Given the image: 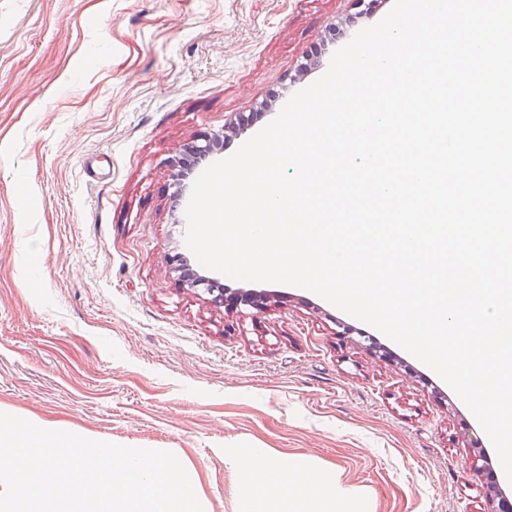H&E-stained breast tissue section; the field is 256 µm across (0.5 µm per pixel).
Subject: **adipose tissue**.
Instances as JSON below:
<instances>
[{"label": "adipose tissue", "mask_w": 512, "mask_h": 512, "mask_svg": "<svg viewBox=\"0 0 512 512\" xmlns=\"http://www.w3.org/2000/svg\"><path fill=\"white\" fill-rule=\"evenodd\" d=\"M224 458L239 470L244 512H351L350 491L335 476L234 448Z\"/></svg>", "instance_id": "1"}]
</instances>
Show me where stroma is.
<instances>
[{"instance_id": "1", "label": "stroma", "mask_w": 512, "mask_h": 512, "mask_svg": "<svg viewBox=\"0 0 512 512\" xmlns=\"http://www.w3.org/2000/svg\"><path fill=\"white\" fill-rule=\"evenodd\" d=\"M358 0H0V413L176 454L204 512H241L244 448L336 475L354 512H491L497 453L430 368L302 288L263 310L185 285L171 184L244 142L346 37ZM354 335L339 333L343 325ZM223 137V135L214 134L213 136L203 139L204 143L194 144L190 153V158L182 161V165H178L181 169L177 176L180 178H177L179 182L174 181V185L176 186L175 193L180 198H184L186 190L188 189V185L182 181L188 179V175L193 170V167L205 161L210 155L216 153L222 148Z\"/></svg>"}]
</instances>
